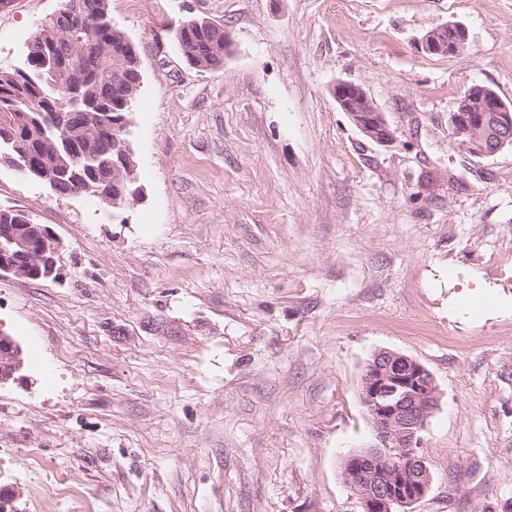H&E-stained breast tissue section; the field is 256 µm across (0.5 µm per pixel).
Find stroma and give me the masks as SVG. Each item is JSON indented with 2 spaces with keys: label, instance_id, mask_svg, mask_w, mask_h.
<instances>
[{
  "label": "stroma",
  "instance_id": "35a3bbf8",
  "mask_svg": "<svg viewBox=\"0 0 512 512\" xmlns=\"http://www.w3.org/2000/svg\"><path fill=\"white\" fill-rule=\"evenodd\" d=\"M109 0L143 79L139 199L121 209L0 165V208L61 244L59 281L0 277L7 512H362L341 469L376 442L360 401L380 349L439 402L416 512H512V147L476 158L448 115L512 102V0ZM60 0L0 4V68ZM223 25L220 70L173 38ZM448 22L455 56L417 40ZM360 85L394 138L332 88ZM332 95L340 110L346 113L364 137L379 144L392 140L393 132L384 114L361 86L339 81L334 86ZM22 367L20 343L13 336L0 333V383L12 379Z\"/></svg>",
  "mask_w": 512,
  "mask_h": 512
}]
</instances>
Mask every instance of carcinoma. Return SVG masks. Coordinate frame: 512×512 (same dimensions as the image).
Returning <instances> with one entry per match:
<instances>
[{"label":"carcinoma","instance_id":"cac0c4a2","mask_svg":"<svg viewBox=\"0 0 512 512\" xmlns=\"http://www.w3.org/2000/svg\"><path fill=\"white\" fill-rule=\"evenodd\" d=\"M76 31L64 33L58 23L45 19L28 49V70L0 69V134L13 135L23 152L14 154L23 165L59 170L74 178L56 187L68 194L81 181L106 188L115 181L112 166V119L129 115L141 76L138 53L122 44L125 31L112 21L108 0H79ZM175 39L185 60L204 70L221 69L229 42L224 27L204 18H189L176 30ZM74 85L91 105L88 111H72L67 140L77 147H91L103 155L89 164L63 146L59 134L49 130L46 116L62 107V88ZM99 120L104 131L93 135L90 124Z\"/></svg>","mask_w":512,"mask_h":512}]
</instances>
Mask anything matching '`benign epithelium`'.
<instances>
[{"instance_id":"7a95c632","label":"benign epithelium","mask_w":512,"mask_h":512,"mask_svg":"<svg viewBox=\"0 0 512 512\" xmlns=\"http://www.w3.org/2000/svg\"><path fill=\"white\" fill-rule=\"evenodd\" d=\"M448 25L426 31L419 48L430 55L454 56L467 48L468 32L456 26L448 37ZM332 95L337 106L369 140L386 144L393 132L382 112L359 85L339 81ZM448 128L454 139L476 157H489L512 145V108L494 95L466 88L449 113ZM112 168L119 183L104 190L81 184L77 192L95 191L118 208L140 189L135 184L136 164L130 143L113 146ZM60 243L44 224L0 226V277L53 279L60 277ZM23 367L22 348L12 336L0 333V383ZM360 399L375 431L378 444L346 455L342 475L360 500L362 512H413L431 487L430 468L418 454L420 433L438 406V388L431 372L416 359L392 350H379L367 362L361 380Z\"/></svg>"}]
</instances>
